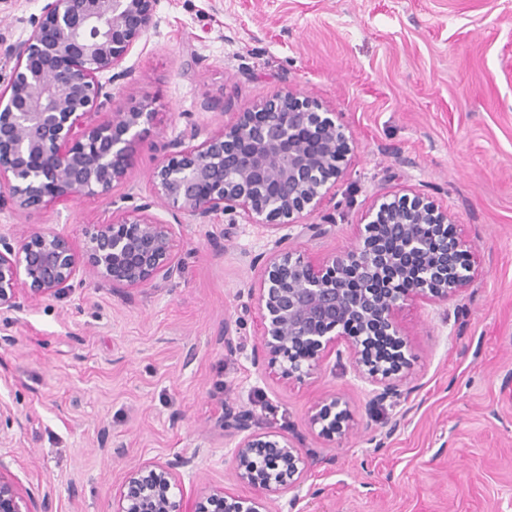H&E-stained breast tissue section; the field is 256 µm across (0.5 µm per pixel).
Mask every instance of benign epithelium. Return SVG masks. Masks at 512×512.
<instances>
[{
  "label": "benign epithelium",
  "mask_w": 512,
  "mask_h": 512,
  "mask_svg": "<svg viewBox=\"0 0 512 512\" xmlns=\"http://www.w3.org/2000/svg\"><path fill=\"white\" fill-rule=\"evenodd\" d=\"M156 0H45L30 36L7 49L14 62L0 89V191L14 211L37 213L82 196L112 200L137 153L142 127L154 112L142 99L102 123L86 118L112 94L98 79L132 75L124 62L152 24ZM336 113L291 89L277 90L236 113L199 145L181 142L153 168L156 196L190 216L206 219L242 210L257 224H294L336 196L351 163ZM150 204L127 208L119 221L98 224L82 249L65 235L34 226L21 236L0 233V315L57 297L90 271L114 289L159 286L182 274L173 228L147 214ZM351 249L317 267L288 251L262 263L256 303L262 312L264 359L286 376L311 374L330 343L343 339L350 363L380 384L405 364L394 314L415 295L448 299L473 277L452 214L425 196L376 198ZM219 425L242 437L234 449L238 479L258 486L260 498L222 491L185 500L176 463H148L129 471L114 512H262L264 497L295 486L308 470L296 443L251 430L228 408ZM310 428L327 441L350 430L345 402L322 396ZM48 494L21 496L17 479L0 464V512H51Z\"/></svg>",
  "instance_id": "7a95c632"
}]
</instances>
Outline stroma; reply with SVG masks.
Returning a JSON list of instances; mask_svg holds the SVG:
<instances>
[{
  "instance_id": "35a3bbf8",
  "label": "stroma",
  "mask_w": 512,
  "mask_h": 512,
  "mask_svg": "<svg viewBox=\"0 0 512 512\" xmlns=\"http://www.w3.org/2000/svg\"><path fill=\"white\" fill-rule=\"evenodd\" d=\"M42 5L0 0V85L8 46ZM126 63L132 80L100 74L112 99L89 119L150 100L156 120L113 195L173 226L183 274L122 291L87 275L0 315L12 339L0 347V405L13 418L0 464L20 493L51 494L54 512H114L130 469L188 457L185 496H258L235 476L239 435L218 424L230 408L295 438L308 459L269 512H512V0H157ZM283 87L334 112L352 141L334 204L270 227L156 202L150 172L169 143L200 144ZM415 194L451 211L474 277L456 297L397 310L409 360L399 396L375 400L341 340L308 376L256 365L255 257L292 249L325 264L355 245L374 199ZM112 213L96 197L30 215L5 202L0 232L41 225L80 248ZM325 394L351 416L335 442L309 424Z\"/></svg>"
}]
</instances>
